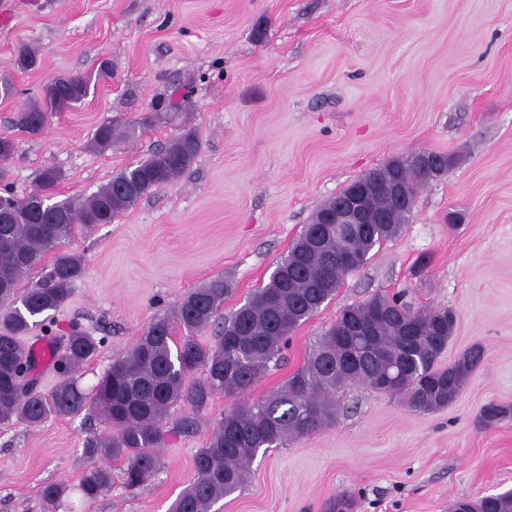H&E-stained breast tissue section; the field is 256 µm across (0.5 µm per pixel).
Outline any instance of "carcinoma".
Returning <instances> with one entry per match:
<instances>
[{"label":"carcinoma","mask_w":512,"mask_h":512,"mask_svg":"<svg viewBox=\"0 0 512 512\" xmlns=\"http://www.w3.org/2000/svg\"><path fill=\"white\" fill-rule=\"evenodd\" d=\"M90 84L81 76L53 79L41 100L19 113L17 124L31 133L40 131L47 111L62 112L82 102ZM135 134V125L107 120L94 131L91 145L104 152ZM201 148L186 117L177 137L86 197L55 199L62 179L55 167L42 170L32 192L0 197V423L19 421L36 427L51 416L83 412L104 423L109 434L87 441L84 448L90 464L79 491L89 504L112 486V468L98 460L123 461L122 476L129 488L149 484L161 465L158 448L165 441L175 404L183 401L198 411L217 393L246 391L270 366L278 365L290 333L330 301L345 275L353 272L342 264L343 254L351 251L359 265H365L375 247L399 236L417 191L430 181L412 154L399 159L395 167L385 163L364 174L365 179L396 177L409 197V209L391 224L361 225L351 239L337 237L334 226L311 236L320 215L336 198L326 201L276 263L268 283L224 319L214 345H203L197 335L216 322L229 292L222 279L192 290L173 313L153 319L131 351L112 360L92 393L77 385L75 374L97 355L100 341L79 328L70 331L54 357L60 372L54 388L43 393L25 387L21 374L32 371V354L24 339L49 312L68 301L85 269L82 254L60 246L82 229L112 223L147 193L179 179ZM15 152L16 142L0 137V182L8 176ZM48 252L54 257L47 280L17 294L20 279ZM340 316L356 328V335L343 339L331 325L280 389L224 412L195 453V477L178 494L171 512H211L217 501L245 485L260 450L280 448L291 437L311 434L333 421L336 391L342 388L365 385L401 399L415 412H429L453 404L484 362L485 350L473 345L452 364H439L456 324L450 308L415 311L395 296H373L342 309ZM390 367L396 382L384 389L378 379ZM198 369L205 371V380L187 386L186 377ZM511 415L512 405L488 403L480 409L478 423L489 428ZM67 492L65 483L55 482L44 485L41 495L55 509ZM454 509L512 512V491L465 497Z\"/></svg>","instance_id":"cac0c4a2"}]
</instances>
